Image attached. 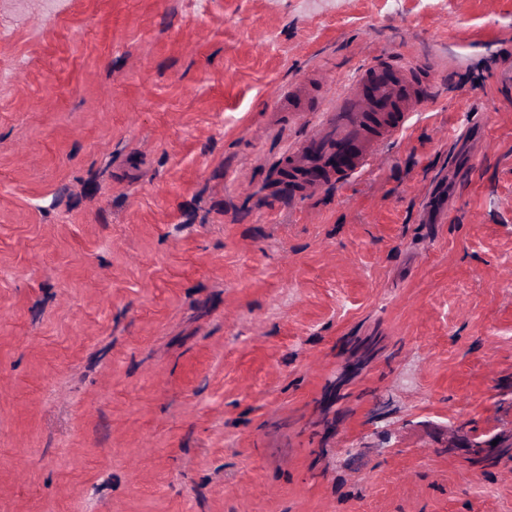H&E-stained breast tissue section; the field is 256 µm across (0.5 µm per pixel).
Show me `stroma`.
I'll return each mask as SVG.
<instances>
[{
    "label": "stroma",
    "instance_id": "obj_1",
    "mask_svg": "<svg viewBox=\"0 0 512 512\" xmlns=\"http://www.w3.org/2000/svg\"><path fill=\"white\" fill-rule=\"evenodd\" d=\"M509 42L512 0H0V512H512ZM384 54L437 103L292 195Z\"/></svg>",
    "mask_w": 512,
    "mask_h": 512
}]
</instances>
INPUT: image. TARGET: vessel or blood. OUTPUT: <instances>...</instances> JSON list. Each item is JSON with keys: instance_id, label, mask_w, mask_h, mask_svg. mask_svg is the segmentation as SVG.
Listing matches in <instances>:
<instances>
[{"instance_id": "vessel-or-blood-1", "label": "vessel or blood", "mask_w": 512, "mask_h": 512, "mask_svg": "<svg viewBox=\"0 0 512 512\" xmlns=\"http://www.w3.org/2000/svg\"><path fill=\"white\" fill-rule=\"evenodd\" d=\"M421 67L416 58L389 55L358 67L321 123L285 159L291 191L310 197L328 181L342 184L369 172L384 144L435 98L433 83L413 78Z\"/></svg>"}]
</instances>
